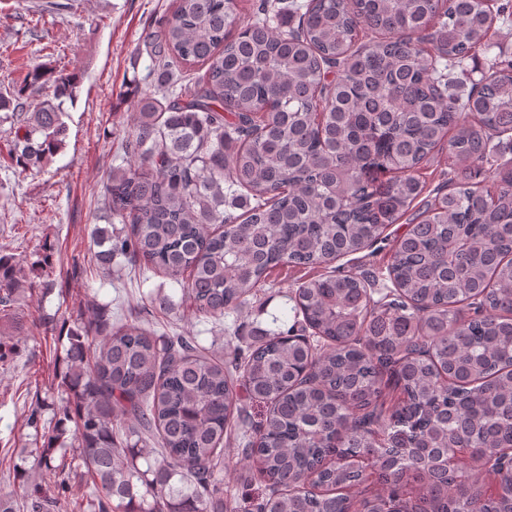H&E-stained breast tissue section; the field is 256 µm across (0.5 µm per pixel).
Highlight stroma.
<instances>
[{
    "label": "stroma",
    "instance_id": "stroma-1",
    "mask_svg": "<svg viewBox=\"0 0 512 512\" xmlns=\"http://www.w3.org/2000/svg\"><path fill=\"white\" fill-rule=\"evenodd\" d=\"M52 0H0V91L22 85L38 65L72 75L75 88L65 99V148L41 174L12 168L7 150L9 124L0 125V255L23 269L50 273V285L21 292L15 307L0 312V496L18 485L21 451L35 445V424L56 422L68 409L59 388L54 355L68 344L88 305L107 307L113 323L137 314L148 329L181 332L215 350L246 345L273 329L275 320L297 323L293 295L312 269L278 266L257 296L223 319L186 318L181 287L160 270H133L116 260L99 272L94 228L104 211L103 184L122 153L134 102L130 82L157 84L142 38L156 20L171 14L173 0H76L72 11L49 12ZM402 224L386 228L381 241L341 258V270H365L386 277L392 247Z\"/></svg>",
    "mask_w": 512,
    "mask_h": 512
}]
</instances>
